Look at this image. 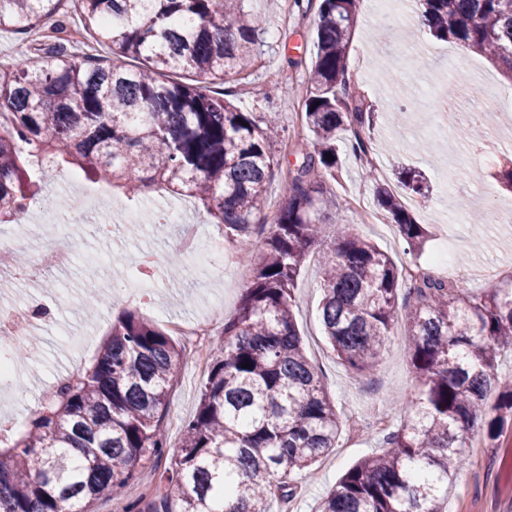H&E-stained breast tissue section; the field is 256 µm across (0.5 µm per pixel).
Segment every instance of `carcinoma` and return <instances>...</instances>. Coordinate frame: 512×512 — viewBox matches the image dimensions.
Wrapping results in <instances>:
<instances>
[{"mask_svg": "<svg viewBox=\"0 0 512 512\" xmlns=\"http://www.w3.org/2000/svg\"><path fill=\"white\" fill-rule=\"evenodd\" d=\"M357 2L320 0L305 98L313 150L299 151L287 169L285 203L256 256L251 238L280 165L272 147L283 129L276 114L261 124L221 89L230 75L249 76L263 30L242 0H72L100 51L78 63L58 43L38 70L23 60L0 69L1 223L28 204L58 206L42 195L35 163L66 165L112 188L159 185L194 199L239 239L253 271L222 341L207 353L197 412L174 458L161 423L184 348L124 310L86 368L44 392L29 427L0 437V512H83L133 480L146 456L164 467L159 494L124 512H224L231 494L240 512H268L271 500L292 496L298 472L335 448L342 431L292 310L307 254L323 244L320 315L333 352L366 373L401 318L419 393L409 417L382 431L380 450L342 475L315 512H448L469 435L485 427L491 437L512 417V389L487 403L498 358L512 349V277L482 295L425 273L409 280L354 225L328 234L316 220L322 207L336 206L321 180L336 170V142H350L374 169L366 130L375 113L353 99L347 77ZM417 4L435 37L505 63L512 78V0ZM64 5L0 0V28L62 31ZM181 72L201 83L182 82ZM375 194L408 249H421L425 226L389 186Z\"/></svg>", "mask_w": 512, "mask_h": 512, "instance_id": "carcinoma-1", "label": "carcinoma"}]
</instances>
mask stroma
Returning a JSON list of instances; mask_svg holds the SVG:
<instances>
[{
	"label": "stroma",
	"instance_id": "stroma-1",
	"mask_svg": "<svg viewBox=\"0 0 512 512\" xmlns=\"http://www.w3.org/2000/svg\"><path fill=\"white\" fill-rule=\"evenodd\" d=\"M243 6L245 12L265 17V32L247 80L227 81L224 88L242 111L259 117L278 113L287 144L310 147L304 97L315 54L317 0H243ZM92 41L77 22L69 23L56 37L47 29L24 34L0 29V67L22 59L43 66L46 58L40 46L58 42L79 56ZM347 64L356 95L375 110L370 138L376 170L374 176H367L353 154L339 147L335 174L322 176L326 194L336 197L339 204L324 212L323 223L355 225L397 266L425 267L444 252L448 265L440 272L442 279L473 293L499 287L502 277L512 275V222L475 224L469 215L512 205V194L496 179L497 172L512 161V131L500 119V101L512 94V83L485 57L472 51L458 55L454 43L434 38L403 0H359ZM460 75L479 91L477 98L462 104L463 109L472 108L482 115L485 135L478 142L453 138L446 127L430 126L433 86H454ZM421 143L427 144V152H418ZM401 167L420 170L429 186L426 195L404 196L413 218L429 230V240L419 255L405 251L396 226L376 201V184L397 187L395 171ZM41 186L44 194L59 199L80 192L98 197L104 205L138 213L141 221L117 225L110 237L103 238L93 223L73 232L54 208L38 204L25 222L0 224V238L19 239L25 253L61 241L75 254L68 268L25 285L8 286L0 296L7 303L36 295L58 302L32 345V356L22 364L21 386L13 390L10 411L21 427L38 410L43 392L56 378L81 369L96 353L123 309L136 311L164 329L173 321L210 316L218 308L230 317L252 281V267L240 260L237 239L204 222L203 211L194 205L189 211L202 221V238L216 236L222 241L223 275L217 281L199 278L188 256L178 270L170 269L167 259L174 245L172 240L153 235V216L178 207L180 201L161 188L126 194L77 176L65 166L43 174ZM451 195L467 197L468 212L448 207L446 199ZM366 212L374 216V223L363 222ZM144 250L158 252L163 261L154 292L113 298L112 280L126 275L134 257ZM321 273L318 256H311L298 276L293 309L306 352L322 370L328 392L342 414V432L335 451L303 472L295 495L285 501L272 500L270 512H312L350 467L374 452L373 423L384 419L389 410L396 419H403L406 402L418 395L402 327L387 336L373 371L356 374L339 362L319 320ZM205 379V372L196 370L190 360H182L176 368L164 419L171 448L180 446L183 424L196 412ZM448 512H512V423L503 426L494 442L486 431L471 434L467 456L448 492Z\"/></svg>",
	"mask_w": 512,
	"mask_h": 512
}]
</instances>
